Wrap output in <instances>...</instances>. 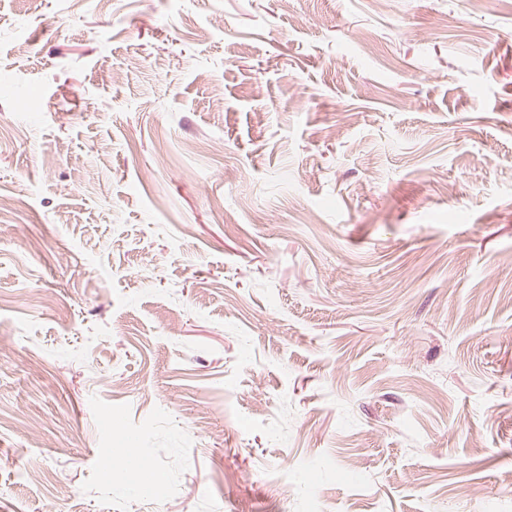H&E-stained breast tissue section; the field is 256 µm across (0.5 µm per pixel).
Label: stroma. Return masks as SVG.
Listing matches in <instances>:
<instances>
[{
	"label": "stroma",
	"mask_w": 512,
	"mask_h": 512,
	"mask_svg": "<svg viewBox=\"0 0 512 512\" xmlns=\"http://www.w3.org/2000/svg\"><path fill=\"white\" fill-rule=\"evenodd\" d=\"M0 512H512V9L0 0Z\"/></svg>",
	"instance_id": "stroma-1"
}]
</instances>
